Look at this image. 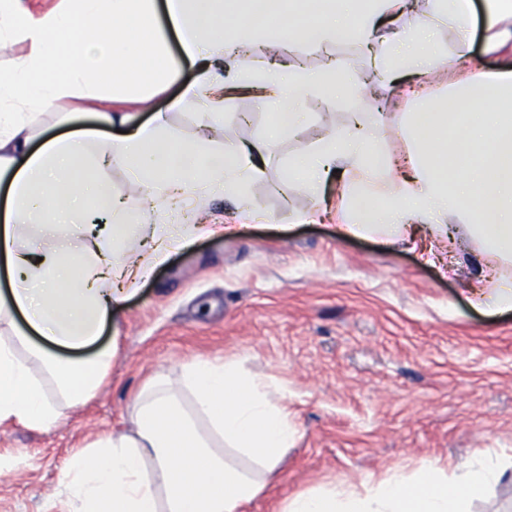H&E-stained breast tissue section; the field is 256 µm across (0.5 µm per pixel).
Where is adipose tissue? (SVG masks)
<instances>
[{
  "mask_svg": "<svg viewBox=\"0 0 512 512\" xmlns=\"http://www.w3.org/2000/svg\"><path fill=\"white\" fill-rule=\"evenodd\" d=\"M298 2L288 10L285 0H56L34 15L25 0H0V46L24 47L0 68V184L7 186L0 255L9 283L0 295V323L12 328L24 319L28 330L68 349L95 345L133 286L174 245L201 232L181 200L233 198L243 215L262 219L244 197L265 173L258 152L300 127L307 99L334 91L352 99L365 90L351 65L301 63L300 44L319 50L352 41L369 49L371 67L385 74L448 72L469 60L477 34L486 53L506 59L496 70L471 62L449 82V103L475 109L456 113L448 125L435 113L413 111L388 129L333 127L306 154L289 158L288 173L316 201L329 173L338 172L343 232L390 241L419 229L440 241L476 233L493 260L512 262V0H487L482 20L470 0ZM447 29L454 34L449 45L439 38ZM184 63L196 77L180 103L197 104L203 121L216 125L225 93L262 92L276 114L267 135L218 150L204 136L174 141L166 113L145 125L114 109L117 101L149 102ZM87 106L120 133L107 141L92 129L76 139L50 135ZM391 133L406 146L404 162L385 147ZM115 166L162 215L150 228L151 250L139 255L119 254L140 218L106 185ZM88 200L109 215L106 234L85 235ZM63 225L67 240L28 249L30 227L53 233ZM111 357L108 347L87 361L41 350L30 357L0 340V423H55L63 405L103 385ZM186 390L213 431L266 471L294 441L288 407L263 378L242 375L232 361H197L179 381L154 377L137 400L134 435L101 439L71 459L65 493L76 512H243L262 484L214 451L182 406ZM497 473L481 456L452 483L395 469L366 493L322 488L294 496L281 512H457L463 497L480 494Z\"/></svg>",
  "mask_w": 512,
  "mask_h": 512,
  "instance_id": "obj_1",
  "label": "adipose tissue"
}]
</instances>
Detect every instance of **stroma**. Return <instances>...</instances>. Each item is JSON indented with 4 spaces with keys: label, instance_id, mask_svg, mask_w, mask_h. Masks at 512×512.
<instances>
[{
    "label": "stroma",
    "instance_id": "obj_1",
    "mask_svg": "<svg viewBox=\"0 0 512 512\" xmlns=\"http://www.w3.org/2000/svg\"><path fill=\"white\" fill-rule=\"evenodd\" d=\"M331 52L360 69L362 97L309 100L300 132L267 150L264 178L248 187L264 221L245 223L221 197L195 205L197 223L216 232L173 249L113 312L97 345L113 349L97 392L51 426L0 425V512H66L70 458L100 439L133 434L135 398L148 379L159 371L179 379L202 359L232 360L274 381L297 428L244 512H281L289 498L324 486L361 491L397 468L453 476L477 454L495 459L499 474L463 499L460 512H512V310L470 303L471 288L490 273L478 242L344 235L332 204L307 223L300 216L311 199L288 179L289 157L348 113L372 123L425 97L444 112L445 90L402 73L392 79L398 96L384 99L362 48L340 43ZM195 74L182 65L165 91L136 109L137 122L165 112L176 139H193L198 107L173 103ZM272 120L256 96L240 94L225 101L211 137L219 149L228 139L256 140ZM226 224L238 232L224 235Z\"/></svg>",
    "mask_w": 512,
    "mask_h": 512
}]
</instances>
